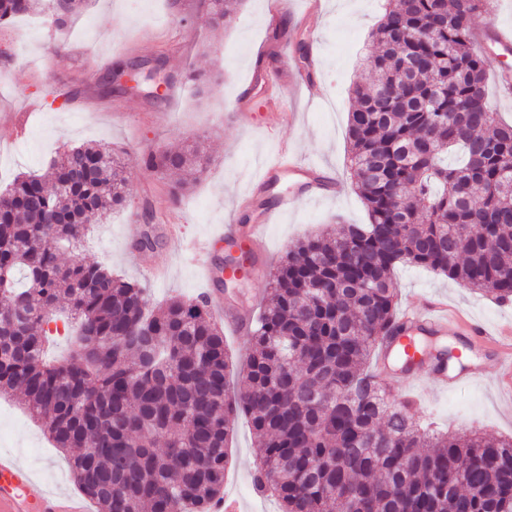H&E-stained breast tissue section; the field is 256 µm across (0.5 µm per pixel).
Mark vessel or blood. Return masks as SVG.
Returning a JSON list of instances; mask_svg holds the SVG:
<instances>
[{
    "mask_svg": "<svg viewBox=\"0 0 512 512\" xmlns=\"http://www.w3.org/2000/svg\"><path fill=\"white\" fill-rule=\"evenodd\" d=\"M280 175L293 180L294 192L281 195L273 211L265 214L263 223L224 225L219 238L234 239L244 235L261 240L275 215L315 199L318 191L332 190L334 184L317 162L303 158L285 145L281 146L277 157L266 162L261 180L266 183ZM399 323L400 331L381 343L380 364L388 368L399 355H407L413 363L406 377L407 385L432 375L443 389L453 390L482 379L481 367L465 364L449 368L446 358L416 352L410 342L414 336H463L487 352L498 365L495 387L501 397L512 401V323L489 329L477 320L449 312L447 302L439 298L427 300L424 308L406 309ZM32 483L31 472L24 464L13 455L0 454V512H84L80 499L50 491L34 494L30 491Z\"/></svg>",
    "mask_w": 512,
    "mask_h": 512,
    "instance_id": "1",
    "label": "vessel or blood"
}]
</instances>
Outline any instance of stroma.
<instances>
[{
  "label": "stroma",
  "mask_w": 512,
  "mask_h": 512,
  "mask_svg": "<svg viewBox=\"0 0 512 512\" xmlns=\"http://www.w3.org/2000/svg\"><path fill=\"white\" fill-rule=\"evenodd\" d=\"M272 0H244L232 26L215 29L206 22L203 0H144L132 12L127 0H90L66 27L37 14L0 26V189L22 173L46 174L50 162L67 146L107 145L126 151L132 185L123 207L109 210L91 224L80 253L123 278L142 283L153 304L173 297L196 298L204 291L223 300L243 301L261 311L268 300L266 280L241 277L207 287L198 267L203 258L224 265L227 245H212L202 256L194 243L216 225L253 224L291 187L283 177L257 184L264 162L279 144L320 163L337 179L341 194L300 203L269 224L253 256L277 265L297 240L340 224H364L366 208L352 188L348 167V112L351 87L367 80L363 61L371 28L389 0H287L284 11L296 25L317 61L297 68L295 41L272 45L269 23ZM163 57L172 82L163 102L145 94H117L101 76L119 60ZM271 66L288 68L280 92L292 121L273 123L275 104L257 75ZM211 70L218 77L212 90L197 95L182 79L188 68ZM248 96H241L242 86ZM23 138H16L17 128ZM207 137L214 159L204 176L181 201L171 188L177 175L145 167L141 156L194 143ZM169 224L186 227L182 243L167 241ZM168 268L166 280L153 279L147 267ZM399 308L419 306L439 296L449 305L498 327L512 322V304H500L474 290L416 266L393 272ZM473 363L484 369L481 381L442 391L427 379L410 390L417 397V417L440 429L477 427L487 437L512 435V408L493 389L496 368L481 354ZM0 451L17 456L33 470L34 491L52 487L65 494L79 489L65 461L43 427L31 420L14 398L0 396ZM260 451L245 417H238L228 442L224 491L238 498L244 512H278L275 499L257 493L252 484Z\"/></svg>",
  "instance_id": "stroma-1"
}]
</instances>
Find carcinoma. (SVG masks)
<instances>
[{
    "mask_svg": "<svg viewBox=\"0 0 512 512\" xmlns=\"http://www.w3.org/2000/svg\"><path fill=\"white\" fill-rule=\"evenodd\" d=\"M36 2L0 0V22ZM490 2L392 0L349 112L369 223L303 238L270 272L231 398L232 356L207 301L155 306L97 262L61 261L89 216L127 201L118 151L68 148L47 177L19 175L0 192V394L73 452L97 512H210L241 413L261 448L255 489L282 512H512V437L429 431L366 369L399 328L397 266L512 302V124L487 106L489 58L471 30ZM241 4L209 0V22L232 23ZM86 5L63 0L53 22ZM141 162L184 175L177 201L210 157L197 145ZM60 314L78 332L51 364Z\"/></svg>",
    "mask_w": 512,
    "mask_h": 512,
    "instance_id": "1",
    "label": "carcinoma"
}]
</instances>
